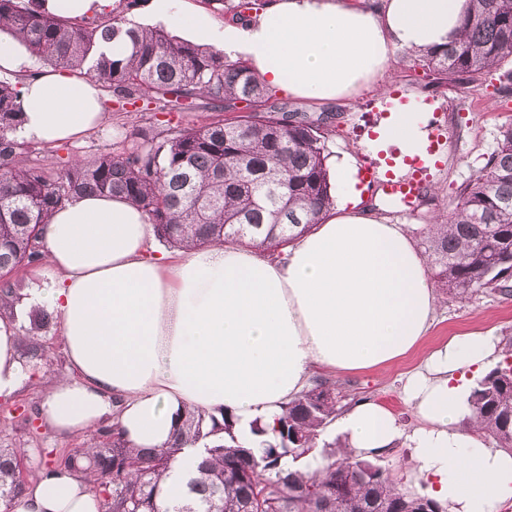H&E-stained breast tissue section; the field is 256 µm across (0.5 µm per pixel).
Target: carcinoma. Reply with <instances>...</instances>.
I'll list each match as a JSON object with an SVG mask.
<instances>
[{
	"label": "carcinoma",
	"mask_w": 512,
	"mask_h": 512,
	"mask_svg": "<svg viewBox=\"0 0 512 512\" xmlns=\"http://www.w3.org/2000/svg\"><path fill=\"white\" fill-rule=\"evenodd\" d=\"M45 0H0V32L56 69L86 71L116 102L146 99L157 112L197 106L216 113L199 127L129 140L121 150L76 157L51 172L29 161L30 146L13 136L23 113L18 84L0 81V307L21 289L13 275L42 260L39 238L49 215L76 193L118 195L147 214L156 236L188 249L224 241L263 250L286 246L313 229L333 205L326 142L331 126L285 122L288 103L275 97L248 63L224 52L110 17L83 25L55 16ZM127 41L130 54L110 53ZM446 83L490 72L512 59V0H469L459 39L414 54ZM238 110L233 121L221 113ZM436 286L466 298L481 291L512 297V123L498 149L458 193L446 217L420 233ZM336 383L318 380L285 406L274 440L246 448L230 418L186 409L170 447L136 451L119 428L91 435V490L103 512H445L425 494L402 492L389 470L321 440L345 408ZM476 432L512 453V345L471 388ZM203 443L198 475L183 477L176 501L161 486L177 453ZM323 448L322 468L304 470ZM28 448H0V501L24 495L18 463Z\"/></svg>",
	"instance_id": "cac0c4a2"
}]
</instances>
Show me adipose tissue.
I'll return each mask as SVG.
<instances>
[{
  "instance_id": "1",
  "label": "adipose tissue",
  "mask_w": 512,
  "mask_h": 512,
  "mask_svg": "<svg viewBox=\"0 0 512 512\" xmlns=\"http://www.w3.org/2000/svg\"><path fill=\"white\" fill-rule=\"evenodd\" d=\"M466 0H266L245 23L217 25L186 0H150L154 19L189 29L248 60L269 87L311 101L345 97L395 51L440 47L460 35ZM33 61L0 35V75L24 76L17 137L54 145L105 121L99 84L67 71L31 75ZM421 114L396 112L380 132L422 154ZM342 204L274 258L217 243L152 247L146 214L119 197L77 194L45 224L38 279L0 316V397L31 376L18 344L32 314L60 323L68 376L45 374L42 418L61 437L118 426L136 448L167 447L177 414L231 413L243 442L273 427L314 372L382 370L417 351L437 292L427 259L399 224L364 208L355 163L339 165ZM492 331L453 336L427 353L403 385L422 424L405 432L379 403L362 400L335 421L348 451L369 458L407 441L425 486L447 512H498L512 499V454L465 430L468 378L495 366ZM85 476L50 465L0 512H101Z\"/></svg>"
}]
</instances>
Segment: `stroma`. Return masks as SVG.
<instances>
[{
  "label": "stroma",
  "instance_id": "1",
  "mask_svg": "<svg viewBox=\"0 0 512 512\" xmlns=\"http://www.w3.org/2000/svg\"><path fill=\"white\" fill-rule=\"evenodd\" d=\"M410 103L424 116V139L438 143V162L428 169L426 178L431 200L403 211L388 203L382 194L370 190L366 201L378 216L393 224L408 225L411 233L416 234L430 223L433 215L454 207L460 188L478 174L497 149L502 126L512 122V90L500 84L497 73L456 78L440 85L405 52L399 51L387 68L353 97L337 100L333 105L293 100L295 108L312 116L338 107L339 114L333 121L336 132L327 142L330 160L346 154L359 169L373 167L398 177L410 171V159L402 155L397 144L379 142L378 130L392 112ZM104 110L108 114L105 130L53 146L31 143L30 161L53 171L62 158H89L118 150L131 134L146 129L158 133L170 127L191 128L212 118L211 113L195 108L154 112L142 100L121 112L108 102ZM488 329L498 336L500 344L512 342V298L484 291L461 301L442 293L423 348L429 351L448 337ZM421 359V353H417L384 370L336 372L329 379L342 386L353 400L370 399L385 406L410 431L418 427L419 421L403 397L402 384ZM44 396L41 379L34 375L13 397L0 398V448H29L30 454L22 466L23 476L29 481L36 479L47 461L58 460L82 447L86 440L82 434L60 438L52 432L39 415Z\"/></svg>",
  "mask_w": 512,
  "mask_h": 512
}]
</instances>
